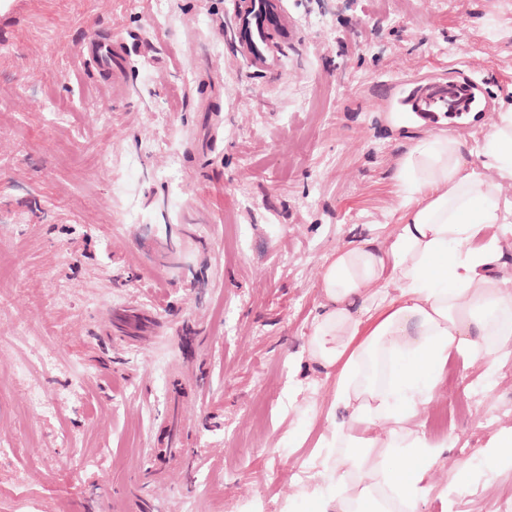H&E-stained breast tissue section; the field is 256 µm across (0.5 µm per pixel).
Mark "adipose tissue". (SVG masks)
<instances>
[{"mask_svg":"<svg viewBox=\"0 0 512 512\" xmlns=\"http://www.w3.org/2000/svg\"><path fill=\"white\" fill-rule=\"evenodd\" d=\"M433 135L398 162L393 232H372L325 261L307 355L333 380L341 419L325 440L333 485L302 494L310 512H420L441 450L416 420L461 357L494 364L512 350V293L492 270L512 238V101H501L481 162Z\"/></svg>","mask_w":512,"mask_h":512,"instance_id":"1","label":"adipose tissue"}]
</instances>
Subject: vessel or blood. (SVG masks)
Masks as SVG:
<instances>
[{
	"mask_svg": "<svg viewBox=\"0 0 512 512\" xmlns=\"http://www.w3.org/2000/svg\"><path fill=\"white\" fill-rule=\"evenodd\" d=\"M280 33L288 41L296 32L289 26L282 0H235L230 27V40L237 54L247 64L268 75L278 74L281 53L270 41L272 33ZM130 49L127 40L117 39L91 45V56L108 76L113 94L126 91V69ZM388 100L383 109L397 113L400 121L420 120L430 127L445 125L467 130L473 119L489 120L492 112L478 81L467 71L430 81H414L409 77L384 79Z\"/></svg>",
	"mask_w": 512,
	"mask_h": 512,
	"instance_id": "vessel-or-blood-1",
	"label": "vessel or blood"
}]
</instances>
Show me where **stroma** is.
<instances>
[{"mask_svg":"<svg viewBox=\"0 0 512 512\" xmlns=\"http://www.w3.org/2000/svg\"><path fill=\"white\" fill-rule=\"evenodd\" d=\"M169 7L0 12V512H144L143 482L164 512H304L336 418L306 360L323 265L391 232L398 159L429 134L374 83L465 66L512 97V0H285L298 40L272 78L229 44L233 0ZM128 36L114 99L79 51ZM206 65L221 82L200 95ZM419 426L447 445L422 512L512 503V458L481 454L512 428V353L490 377L449 361Z\"/></svg>","mask_w":512,"mask_h":512,"instance_id":"obj_1","label":"stroma"}]
</instances>
